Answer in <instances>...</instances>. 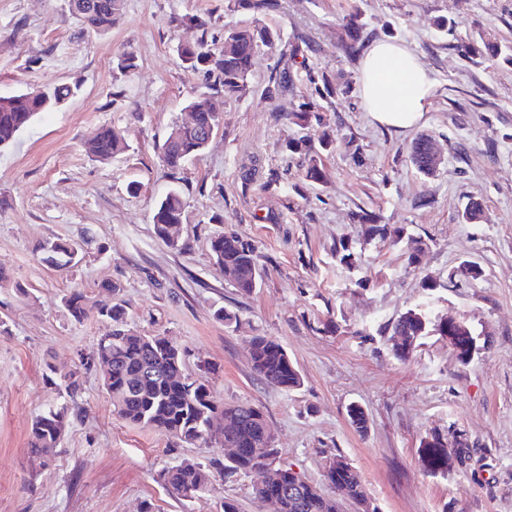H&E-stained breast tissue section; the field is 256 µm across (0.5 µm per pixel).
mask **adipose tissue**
Instances as JSON below:
<instances>
[{"label": "adipose tissue", "instance_id": "adipose-tissue-1", "mask_svg": "<svg viewBox=\"0 0 512 512\" xmlns=\"http://www.w3.org/2000/svg\"><path fill=\"white\" fill-rule=\"evenodd\" d=\"M431 87L428 70L406 46L380 41L361 59L363 107L375 122L396 132L422 119Z\"/></svg>", "mask_w": 512, "mask_h": 512}]
</instances>
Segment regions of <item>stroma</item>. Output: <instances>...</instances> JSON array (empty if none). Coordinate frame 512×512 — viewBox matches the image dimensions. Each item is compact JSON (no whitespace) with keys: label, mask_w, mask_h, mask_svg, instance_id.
I'll use <instances>...</instances> for the list:
<instances>
[{"label":"stroma","mask_w":512,"mask_h":512,"mask_svg":"<svg viewBox=\"0 0 512 512\" xmlns=\"http://www.w3.org/2000/svg\"><path fill=\"white\" fill-rule=\"evenodd\" d=\"M354 12L365 45L402 42L433 79L423 120L404 133L363 110L359 63L341 50ZM192 15L206 20L217 50L228 28L258 19L280 30L281 42L257 50L239 98L183 67L178 46L202 33L186 24ZM448 17L455 26L439 27ZM477 37L512 49V0H274L259 18L233 0H122L104 36L81 31L69 0H0V96L73 91L0 149V512H139L146 499L155 512H222L228 500L240 512H273L253 497L256 472L215 479L199 501L173 497L157 471L220 459L223 449L177 445L120 420L100 367L83 372L74 397L48 383L49 370L67 373L111 330L94 315L74 322L64 297L107 301L106 282L127 302L130 327L172 338L189 367L209 363L216 399L259 407L281 462L308 482L323 484L340 456L377 512H512V64L462 57L459 45ZM296 42L306 46L301 64L289 60ZM126 52L137 63L129 74L118 67ZM309 67L343 89L322 114L334 142L317 184L285 150L300 134L288 114L313 91ZM275 69L289 70L292 84L271 101L263 90ZM197 98L220 106L223 128L201 156L169 171L157 146ZM104 124L128 143L109 162L84 148ZM423 132L442 149L429 179L408 160ZM174 187L185 203L180 252L153 224ZM472 201L480 219L463 222ZM361 209L422 240L418 262L408 263L404 244L367 240L354 219ZM224 233L255 247L264 277L251 294L214 263L210 241ZM341 239L354 268L333 254ZM57 240L82 246L62 269L42 260V246ZM467 262L482 267L480 278L461 274ZM220 308L238 323L217 320ZM415 308L465 322L478 352L461 362L430 335L395 358L390 323ZM254 336L282 343L299 388L253 373ZM62 405L72 418L55 457H32L33 419ZM353 405L367 415L366 432L349 422ZM432 436L466 450L432 469L420 447Z\"/></svg>","instance_id":"obj_1"}]
</instances>
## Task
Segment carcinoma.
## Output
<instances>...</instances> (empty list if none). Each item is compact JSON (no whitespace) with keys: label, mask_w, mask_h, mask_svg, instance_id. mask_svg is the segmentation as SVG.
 <instances>
[{"label":"carcinoma","mask_w":512,"mask_h":512,"mask_svg":"<svg viewBox=\"0 0 512 512\" xmlns=\"http://www.w3.org/2000/svg\"><path fill=\"white\" fill-rule=\"evenodd\" d=\"M72 12L86 32L104 36L121 17L120 0H70ZM188 23L201 30L200 39L188 49V63L184 68L191 72H204L215 78V84L224 92V97L239 96L247 87L252 57L261 46H271L279 34L266 26L255 24L224 31V50L216 53L207 48L206 22L197 17L188 18ZM363 24L357 13L349 15L344 23L345 39L341 42L348 56L358 53L363 39ZM465 57L502 55L501 47L492 43H467L458 47ZM308 81L314 86L319 101L304 100L290 114L294 123L302 129L310 126L312 117L321 111V102H330L336 89L324 73L310 72ZM287 84L286 75L271 71L267 81V94L271 99ZM71 95L67 86L51 90L26 92L18 100L0 97V148L9 146L17 134L26 128L42 112L60 108ZM190 107L196 110L195 126L172 130L158 146L163 166L175 172L188 160L201 155L206 149L207 136L218 131L221 120L201 101H193ZM332 144L329 131L323 130L317 139L290 141L287 149L304 152L308 156L306 177L312 182L323 179L320 153ZM126 144L121 135L108 125L101 126L86 142L90 156L98 160H110L124 151ZM431 137L422 134L409 147V159L419 173L433 177L436 168L431 159ZM184 201L180 190L170 189L157 203L153 223L156 235L174 250H182L179 224L183 223ZM357 222L367 225L369 237L390 239L398 244L404 239V230L389 224L373 223L372 213L361 210L355 214ZM211 251L220 271L233 279L236 288L244 293L252 292L262 278L255 249L234 234H221L210 242ZM44 260L58 267L68 264L77 249L66 242H54L42 247ZM71 318L81 323L95 313L112 321L109 334L97 339L93 350L81 357L80 365H103L102 383L112 401L113 412L121 419L165 434L178 443L209 445L218 442L220 447L240 449L235 457H224L220 471L231 478L254 469L259 460L269 453H277L271 447L270 437L262 411L247 403L225 404L216 400L210 390L205 373L195 377L187 368V352L172 339L162 334H142L126 326V306L122 302L97 305L74 292L65 299ZM392 336H401L404 342L392 343V352L399 360L407 359L420 341L427 335L446 336L453 331L457 336L458 359L470 360V342L473 333L448 327V321H433L422 310L410 309L391 325ZM250 363L253 372L265 383L292 390L301 386L302 377L285 347L267 336H254L250 340ZM71 413L66 406L56 407L35 417L29 430L28 449L43 461L50 460L60 446L69 423ZM429 465L441 468L448 458V448L440 438L434 436L423 441ZM211 465L194 459L166 467L156 474V481L172 495L187 500H200L212 483ZM325 480L333 494L310 484L302 493L288 491V471L278 473L277 479L253 488L254 498L260 502L269 497L278 503V512H340L339 499H347L357 505L365 502L360 476L357 470L346 464L344 467L326 471Z\"/></svg>","instance_id":"1"}]
</instances>
